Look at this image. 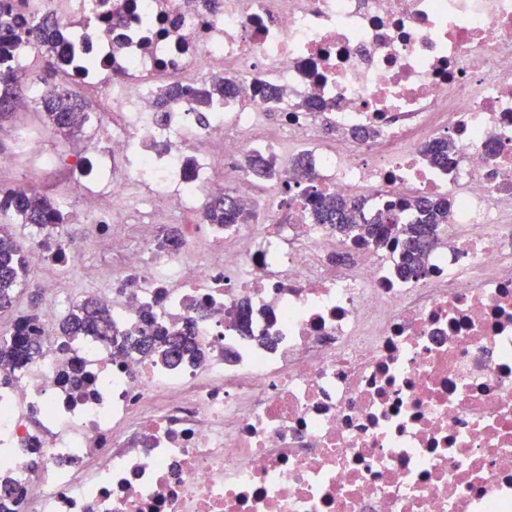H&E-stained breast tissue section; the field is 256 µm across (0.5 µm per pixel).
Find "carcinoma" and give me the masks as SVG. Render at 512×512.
<instances>
[{
  "label": "carcinoma",
  "instance_id": "obj_1",
  "mask_svg": "<svg viewBox=\"0 0 512 512\" xmlns=\"http://www.w3.org/2000/svg\"><path fill=\"white\" fill-rule=\"evenodd\" d=\"M32 41L46 46L47 51L52 53L53 66L60 68V63L65 61L64 50L57 49V45L63 41L60 26L42 20L28 30L20 31L15 26L9 7L0 5V53L9 55ZM18 79L17 73L0 75V104L17 102L13 84ZM230 93V85L221 79L213 80L193 92L195 111H206L215 98ZM34 102L46 123L62 134L81 129L88 119L87 113L78 104L76 94L67 87L51 86L45 92L36 94ZM244 167L260 179L270 173L268 164L259 156H245ZM308 204L312 223L327 224L341 236L369 238L381 243L393 235H401L404 239L402 271L405 274L419 271L421 259L434 237L436 226L448 223V201L441 198L414 197L409 205L419 212L421 219L406 228L398 227L396 214L391 210L380 214L373 224L359 223L361 203L358 201L324 197L312 192ZM3 216L37 228L46 234L48 240L61 235L60 229L65 224L56 200L41 191L21 193L12 188L0 187V218ZM251 218L252 214L241 210L229 194L209 198L202 209V219L206 224H247ZM24 264L22 248L9 230L1 225L0 310H7L14 305L19 286L23 284L21 272ZM86 336L130 348L146 358L170 363L204 356L192 319H186L179 327H169L156 321L149 306L141 310L136 322L120 332L112 325V311L109 307L93 300L81 302L73 306L67 317L60 322L59 339L62 346L66 347ZM43 345L40 330L31 319L17 324L13 335L1 336L0 380H8L14 372L32 362L42 351Z\"/></svg>",
  "mask_w": 512,
  "mask_h": 512
}]
</instances>
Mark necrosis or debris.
<instances>
[{
    "label": "necrosis or debris",
    "instance_id": "obj_1",
    "mask_svg": "<svg viewBox=\"0 0 512 512\" xmlns=\"http://www.w3.org/2000/svg\"><path fill=\"white\" fill-rule=\"evenodd\" d=\"M13 2L18 28L76 26L61 78L103 120L64 161L20 128L0 168L24 165L25 192L62 176L60 207L112 230L96 295L117 325L200 305L209 355L60 350L70 298L51 293L43 355L0 384V512H512V0ZM215 77L241 94L199 116ZM250 152L274 159L267 179L239 165ZM133 189L154 220L228 191L267 221L188 224L170 249L153 223L126 232ZM312 190L362 202L365 223L415 221L414 195L451 208L407 278L397 239L312 223ZM20 246L29 275L76 271L67 241ZM243 303L246 337L224 323Z\"/></svg>",
    "mask_w": 512,
    "mask_h": 512
}]
</instances>
